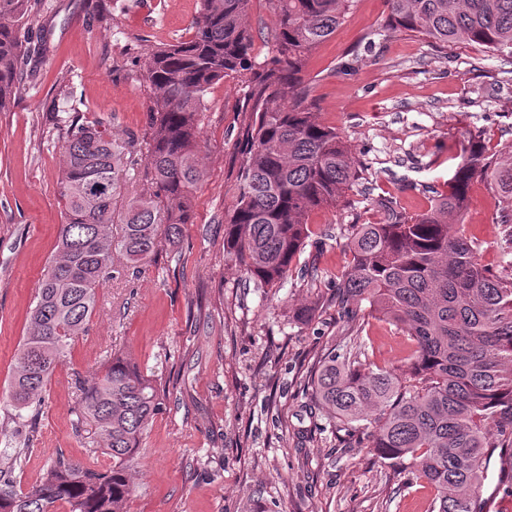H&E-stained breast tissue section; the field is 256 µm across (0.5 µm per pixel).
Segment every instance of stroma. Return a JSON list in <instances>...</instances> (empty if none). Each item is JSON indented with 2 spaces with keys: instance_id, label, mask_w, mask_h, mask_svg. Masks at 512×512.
Listing matches in <instances>:
<instances>
[{
  "instance_id": "stroma-1",
  "label": "stroma",
  "mask_w": 512,
  "mask_h": 512,
  "mask_svg": "<svg viewBox=\"0 0 512 512\" xmlns=\"http://www.w3.org/2000/svg\"><path fill=\"white\" fill-rule=\"evenodd\" d=\"M200 0H42L27 24L21 90L0 112V421L12 413L8 381L25 317L64 223L57 115L104 118L116 140L142 139L150 91L149 50L187 39ZM384 0H353L344 23L311 55L305 77L318 118L335 127L366 180L345 202L312 214L303 259L318 257L311 282L292 269L256 287L224 247V216L236 192L243 120L241 76L211 85L201 122L205 177L178 250L161 247L137 276L99 291L88 335L73 344L29 412L33 451L14 478L34 482L57 454L108 466L91 453L90 429L75 430L72 369L97 371L107 352L155 370L173 393L141 444L129 512H425V490L315 407L310 369L351 331L335 285L349 264V227L384 217L376 199L413 215L446 193L469 135L488 153L512 142V66L475 45L439 49L382 28ZM466 216L492 270L512 263V201L474 183ZM323 305L309 323L293 312ZM369 358L399 364L407 341L370 320Z\"/></svg>"
}]
</instances>
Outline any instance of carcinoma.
<instances>
[{
  "mask_svg": "<svg viewBox=\"0 0 512 512\" xmlns=\"http://www.w3.org/2000/svg\"><path fill=\"white\" fill-rule=\"evenodd\" d=\"M273 55L258 63L249 24L251 0H201L187 40L153 50L143 62L150 89L144 136L147 189L113 207L114 191L135 140H112L106 120L62 119L65 207L57 250L39 280L27 332L10 376L20 425L43 401L47 382L71 345L88 333L98 291L115 260L132 270L152 260L161 240L174 248L193 223L204 178L198 140L206 92L217 80L246 77L238 106L239 168L224 241L256 282L275 286L313 234L309 217L334 208L359 181L336 128L317 118L305 81L311 53L342 24L352 0H270ZM385 29L414 33L440 49L466 42L512 58V0H386ZM32 0H0V112L14 104L27 47ZM489 180L512 198V144L494 155L471 137L448 192L429 209L406 215L391 199L377 205L380 224L352 226V260L336 300L356 327L346 350L327 354L312 378V397L333 431L367 441L397 469L409 468L431 492L427 512H489L480 489L492 457L498 486L512 493V265L494 272L481 244L465 231L471 185ZM378 318L407 336L403 365L368 358L360 321ZM75 429L94 426L91 443L112 458L105 469L59 457L26 488L12 476L30 448L0 426V512H127L130 470L144 435L165 409L166 383L125 358L91 380L73 373Z\"/></svg>",
  "mask_w": 512,
  "mask_h": 512,
  "instance_id": "1",
  "label": "carcinoma"
}]
</instances>
